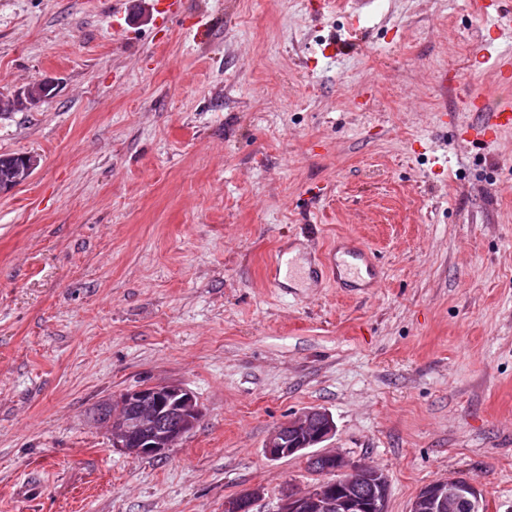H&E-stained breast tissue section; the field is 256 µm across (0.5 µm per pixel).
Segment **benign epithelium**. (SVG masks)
I'll return each instance as SVG.
<instances>
[{
  "label": "benign epithelium",
  "mask_w": 512,
  "mask_h": 512,
  "mask_svg": "<svg viewBox=\"0 0 512 512\" xmlns=\"http://www.w3.org/2000/svg\"><path fill=\"white\" fill-rule=\"evenodd\" d=\"M49 88L28 85L19 94L0 95V110L45 101ZM40 159L26 156L25 167L14 172V183H26ZM201 408L191 391L176 383H158L122 393L108 402L97 417L112 446L134 456H159L177 445L197 425ZM335 424L330 414L308 408L281 423L269 434L264 448L271 460L302 456L323 479L304 490L288 485L275 512H387L389 485L376 467L347 458L338 451L306 455L305 450L331 438ZM256 487L224 501V512H256L261 498ZM409 512H488L477 485L448 477L423 487Z\"/></svg>",
  "instance_id": "benign-epithelium-1"
}]
</instances>
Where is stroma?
I'll list each match as a JSON object with an SVG mask.
<instances>
[{
    "label": "stroma",
    "mask_w": 512,
    "mask_h": 512,
    "mask_svg": "<svg viewBox=\"0 0 512 512\" xmlns=\"http://www.w3.org/2000/svg\"><path fill=\"white\" fill-rule=\"evenodd\" d=\"M0 0V512H274L318 474L264 454L289 416L378 467L388 512L474 481L512 512V102L465 0ZM365 244L383 276L273 288L282 252ZM176 382L203 416L133 457L89 411ZM46 83V86H52L50 81L47 80ZM46 86L40 89L37 86L29 84L21 94L2 93L0 95V110L12 109L16 106L23 105L24 103L30 106L40 104L45 101L46 97H48L47 93L49 91V87ZM469 100L468 107L471 112H485L487 120L478 128L477 136L484 137L489 133H495L500 129L512 127V105H499L493 109H487L484 100L477 98ZM261 495V489L256 487L228 498L224 502V512H256L254 508Z\"/></svg>",
    "instance_id": "stroma-1"
}]
</instances>
